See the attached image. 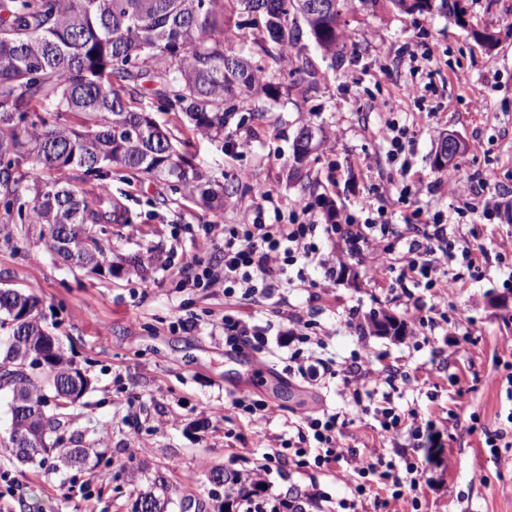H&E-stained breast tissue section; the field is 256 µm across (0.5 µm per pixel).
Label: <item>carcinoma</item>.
I'll return each mask as SVG.
<instances>
[{
  "label": "carcinoma",
  "instance_id": "1",
  "mask_svg": "<svg viewBox=\"0 0 512 512\" xmlns=\"http://www.w3.org/2000/svg\"><path fill=\"white\" fill-rule=\"evenodd\" d=\"M324 0H10L0 19V207L6 223L40 227L46 249L91 272L112 263V246L93 231L118 224L112 200V169L159 177L174 188L199 194L220 214L233 185H205L187 151L143 105V83L155 80L168 112L186 117V131L211 141L232 134L240 102L262 92L276 100L279 87L263 81L264 67L251 54L218 37L246 12L263 20L256 41L275 63L291 60L286 91L306 92L313 73L307 42L343 58L341 17L345 0L324 11ZM406 11H445L466 25L458 0H390ZM300 129L293 165L301 166L324 143L314 129L313 147ZM31 162L45 176L29 181ZM97 188L88 197L67 172ZM36 297L0 288V388L24 394L38 422L12 419L5 449L16 459L54 470L79 468L103 457L94 443L75 432L63 446L66 410L91 389L90 379L65 357L57 337L43 324ZM29 341L53 350L39 380L15 348ZM139 495L133 512H168L170 495Z\"/></svg>",
  "mask_w": 512,
  "mask_h": 512
}]
</instances>
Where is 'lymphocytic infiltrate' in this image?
Segmentation results:
<instances>
[{
	"label": "lymphocytic infiltrate",
	"mask_w": 512,
	"mask_h": 512,
	"mask_svg": "<svg viewBox=\"0 0 512 512\" xmlns=\"http://www.w3.org/2000/svg\"><path fill=\"white\" fill-rule=\"evenodd\" d=\"M271 198L270 191H260V203L244 223L210 227L211 243L219 249L218 260L223 264L225 297L238 296L261 303L283 290L288 266L300 260L321 267L327 264L311 240L315 225L266 222L264 204ZM334 230L345 238L352 252L369 251L373 275L394 272L399 280L422 281L427 287L441 289L446 296L456 295L460 274L435 275L431 261L436 254L449 256L452 248L441 221L423 225L413 235L403 236L395 233L386 211L379 207L364 222L349 219L335 225ZM224 342L234 351L249 349L261 353L269 339L265 327L228 314L224 317ZM280 345L290 350L286 366L289 376L313 386L341 378L344 387L354 388L353 399L357 402L362 399L361 387H371L381 396L374 416L382 439L392 445L403 440L421 442L425 431L417 412L401 413L391 403V387L398 382L411 384L410 375L380 374L373 369L366 353L357 355L346 370H338L335 360L323 352V334L308 322L296 323L289 335L282 337ZM349 424L346 412L340 410L296 416L290 423L291 437L268 446L248 488L232 496V505L240 507L242 512H267L271 507L277 512L320 508L324 496L317 491L303 496L272 494L269 485L273 467L285 462L299 469L312 466L322 471L332 470L347 479L354 495L347 504L349 512H356L359 503L368 499L372 500L376 512H382L390 500L402 497L405 488L417 486L420 472L417 463L409 462L399 468L384 455L365 454L348 446L344 438Z\"/></svg>",
	"instance_id": "lymphocytic-infiltrate-1"
}]
</instances>
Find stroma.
Wrapping results in <instances>:
<instances>
[{"mask_svg":"<svg viewBox=\"0 0 512 512\" xmlns=\"http://www.w3.org/2000/svg\"><path fill=\"white\" fill-rule=\"evenodd\" d=\"M464 6L461 26L444 13L399 10L391 0L380 7L349 0L343 62L310 48L315 82L305 94L251 97L231 139L193 138L205 178L238 187L220 217L154 178L113 175L112 193L129 221L105 225V236L116 255H154L146 273L88 272L46 250L37 232L0 223V288L37 296L45 325L90 377L87 404L74 410L67 430L85 432L104 451L102 462L68 473L0 452V512H132L137 496L160 479L173 498L169 512H218L221 502L207 480L212 467L251 473L288 421L327 406L354 418L351 447L383 448L371 414L341 382L314 388L289 377L270 354L226 352L228 311L266 326L273 343L287 327L281 313L315 321L326 335V356L339 367L364 349L374 369L394 365L410 373L413 385L393 403L429 420L437 441L388 451L397 465L411 459L421 469L416 489L385 512H411L415 497L422 512H512V449L494 455L482 446L483 428L512 424V398L487 380L497 359L512 358V0H464ZM486 29L498 35L490 49L474 38ZM423 43L433 51L431 78L400 57ZM459 70L468 74V88L454 81ZM411 81L433 82L435 90L419 102L401 96L399 84ZM480 95L488 108L478 112L470 101ZM392 119L407 130L405 179L378 133ZM307 125L323 128L328 139L292 178V143ZM449 131L467 149L455 167L441 171L433 159L440 134ZM480 184L492 216L457 214ZM405 185L406 199L400 196ZM261 187L271 191L281 217L296 202L309 205L320 252L341 262L333 279L325 280L317 266L290 267L285 297L260 305L225 298L221 286L204 281L182 284L185 254H196L204 267L214 255L209 224L241 223ZM381 204L400 232L409 218L424 223L446 216L459 247L484 249L478 274L457 263L464 280L450 300L424 284L398 282L393 273L373 279L368 253H349L327 211L362 219ZM382 311L405 322L406 332L375 333L367 318ZM461 387L469 406L454 423L448 397ZM241 392L272 405L275 418L253 426L246 415L225 411L230 396ZM291 485L317 488L327 512H342L340 501L352 496L329 471H292L275 478L273 490Z\"/></svg>","mask_w":512,"mask_h":512,"instance_id":"obj_1","label":"stroma"}]
</instances>
